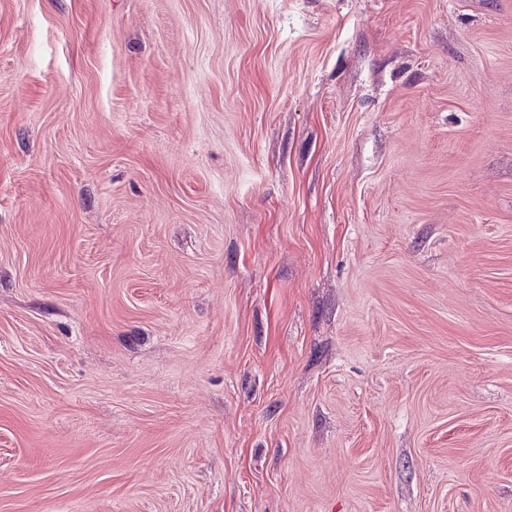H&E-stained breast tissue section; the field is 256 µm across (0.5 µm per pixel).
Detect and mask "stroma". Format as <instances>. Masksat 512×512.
<instances>
[{
	"instance_id": "35a3bbf8",
	"label": "stroma",
	"mask_w": 512,
	"mask_h": 512,
	"mask_svg": "<svg viewBox=\"0 0 512 512\" xmlns=\"http://www.w3.org/2000/svg\"><path fill=\"white\" fill-rule=\"evenodd\" d=\"M0 512H512V0H0Z\"/></svg>"
}]
</instances>
